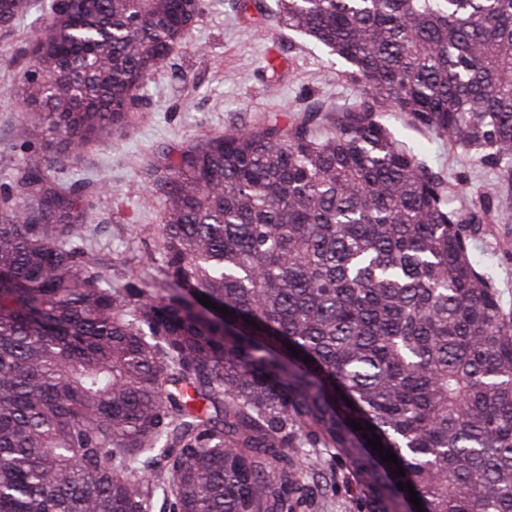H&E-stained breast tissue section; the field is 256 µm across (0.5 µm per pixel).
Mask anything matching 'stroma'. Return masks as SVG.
Here are the masks:
<instances>
[{"label": "stroma", "mask_w": 512, "mask_h": 512, "mask_svg": "<svg viewBox=\"0 0 512 512\" xmlns=\"http://www.w3.org/2000/svg\"><path fill=\"white\" fill-rule=\"evenodd\" d=\"M49 11L50 0H29L15 31L0 33V192L17 168L38 157L26 146L27 113L16 85L24 50ZM342 69L335 56L282 26L276 0L257 6L203 0L190 46L166 59L145 87L143 115L89 143L75 165L98 188L90 247L105 279L120 288L163 277L159 211L139 203L147 189L142 173L159 153L227 129L272 121L284 126L292 111L315 103L335 109L351 104L360 92ZM391 129L434 172L466 182L475 196L494 202V173L475 165L465 151L400 120L392 121ZM473 255L490 262L502 305L512 312V208L481 226Z\"/></svg>", "instance_id": "stroma-1"}]
</instances>
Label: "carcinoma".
<instances>
[{"label": "carcinoma", "mask_w": 512, "mask_h": 512, "mask_svg": "<svg viewBox=\"0 0 512 512\" xmlns=\"http://www.w3.org/2000/svg\"><path fill=\"white\" fill-rule=\"evenodd\" d=\"M277 2L363 99L160 153L157 289L86 258L95 196L63 170L138 111L201 0H55L24 50L46 158L0 197V512H308L337 481L356 512H416L399 482L424 512H512V313L469 248L491 211L379 112L512 202V0ZM27 8L0 0V31ZM391 130L406 149L418 152L423 146L420 158L434 172L452 181L460 180L469 184L478 205L479 196L493 206L495 201L496 178L493 172L474 164L470 155L460 149H450L447 142L432 139L425 130L391 119Z\"/></svg>", "instance_id": "1"}]
</instances>
